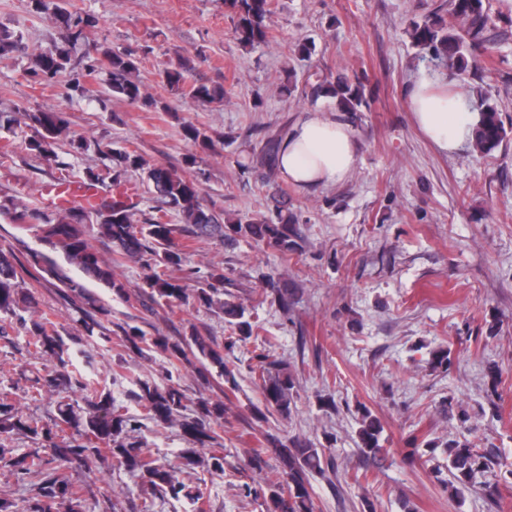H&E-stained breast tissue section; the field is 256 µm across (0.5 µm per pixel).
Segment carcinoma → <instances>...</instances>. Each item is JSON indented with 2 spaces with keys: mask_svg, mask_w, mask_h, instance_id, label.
<instances>
[{
  "mask_svg": "<svg viewBox=\"0 0 512 512\" xmlns=\"http://www.w3.org/2000/svg\"><path fill=\"white\" fill-rule=\"evenodd\" d=\"M31 3L34 12L50 15L59 28L61 44L38 54L34 63L23 69L24 76L35 81L50 80L68 70L100 68L109 76L112 96L131 104L144 102L141 85L133 79L137 71L133 53L116 52L102 45L99 58L93 64H86L72 55L71 47L84 40L96 27L95 16L86 11L70 10L66 0H31ZM224 5L233 13L234 32L239 42L254 46L268 40L270 0H224ZM493 25L486 0H448V16L437 11L426 14L409 22L408 33L414 45L431 60L462 74L478 67L485 33ZM23 39V33L0 27V62L13 59ZM192 70V60L183 57L177 67L165 72V80L171 89L179 91ZM190 95L198 106L207 107L224 102L226 91L221 84L200 83L192 86ZM311 95L335 99L340 112H358L360 108L368 107L364 83L343 73L316 74ZM474 111L479 114L474 125V147L482 154H489L504 142L508 132L497 105L489 98L482 95L475 98ZM28 119L33 128V134L25 141L28 154L34 159L54 155L57 140L70 129L67 113L49 109L32 112ZM182 130L192 147H208V139L193 124H184ZM279 147L280 141L269 140L262 151V162L271 171L277 168ZM103 154L108 164L98 172H84L86 188L107 181L118 185L128 172L140 170L159 205L146 213L131 203L90 196L83 203L47 212L20 204L13 195H1L0 216L11 224L35 230V237L48 244L53 254L31 248L23 261L13 248H0V314L15 316L21 309L35 307L34 295L20 287L24 276H31L37 282L52 280L62 299L82 302L77 308L79 322L92 333L95 328L102 327L97 314L107 312V308L101 299L89 293L86 281L90 280L109 288L123 301L133 299L144 308L150 302L164 300L185 304L193 299L217 308L234 327L236 337L227 347L251 338L254 325L245 318V309L218 298L224 275L212 274L197 281V287L188 289L168 273L169 268L180 267L185 261V252L175 244L174 236L182 231L192 239L216 237L224 244L245 236L272 245L286 255L297 248L299 218L288 210L283 195L277 190L270 194L271 207L266 214L221 224L213 211L201 205V187L197 180L174 168L150 166L140 155L125 149L105 150ZM170 213L179 216L184 227L170 223L167 220ZM93 236L112 244L114 260L123 259L140 265L144 271L145 291L135 296L128 293L125 284L112 272L114 260L104 258L92 245ZM60 257L65 264L58 262ZM67 264L78 269L81 276H71L65 269ZM263 279L269 289L267 295L273 297L283 311H288L293 296L288 282L272 275H265ZM119 328L129 348L140 354L159 350L179 363L196 368L203 376L214 373L224 381L236 384L233 370L224 361V349L196 330L183 341L171 343L164 336L148 337L136 326L121 324ZM27 332V346L43 361V373L32 379L31 388L39 395L55 394L59 401L58 416L49 426L39 418L20 415L8 397H0V437L20 431L37 444L17 456L13 455L14 449L0 445V462L17 478L26 475L37 478L32 483L34 494L26 512H57L60 500L69 503L70 512H80L79 491L62 473V466L87 462L104 450L129 472L142 473L152 492L169 493L175 497L182 494L194 505L203 500L200 489H191L178 480L175 468L157 463L136 443L129 441V433L136 431L137 425L114 408L110 392L92 386L83 375L69 370L72 350L55 322L44 316L33 318ZM257 370L266 407L282 417H289L294 380L287 364L265 354L259 357ZM138 386L137 399L147 418L162 423L177 422L183 430L189 447L180 452L181 468L224 472V454L214 448L218 443V428L224 421V401L202 400L199 415L187 418L183 416L185 396L179 388L173 385L159 387L142 381ZM78 391L84 393L80 401L72 397ZM61 425L74 433L67 438L59 436L54 428ZM380 432L379 420L370 411H363L357 437L364 457L375 459L381 456ZM272 452L281 464L284 484L263 495L267 512H315L307 488L309 474L334 469V457L306 442L294 441L288 446L278 439L272 441ZM447 454L451 479L444 483V488L451 495L457 496L462 489L477 485L484 495L496 496L503 463L493 449L450 440ZM478 476L483 481L476 483L474 479Z\"/></svg>",
  "mask_w": 512,
  "mask_h": 512,
  "instance_id": "1",
  "label": "carcinoma"
}]
</instances>
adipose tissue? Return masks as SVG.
I'll list each match as a JSON object with an SVG mask.
<instances>
[{
	"label": "adipose tissue",
	"mask_w": 512,
	"mask_h": 512,
	"mask_svg": "<svg viewBox=\"0 0 512 512\" xmlns=\"http://www.w3.org/2000/svg\"><path fill=\"white\" fill-rule=\"evenodd\" d=\"M409 107L419 128L442 151H456L472 137L474 119L465 92L443 94L423 78L410 91ZM358 151L348 123L316 111L292 126L281 145L279 171L302 189L335 185L353 173Z\"/></svg>",
	"instance_id": "ef3b65f1"
}]
</instances>
